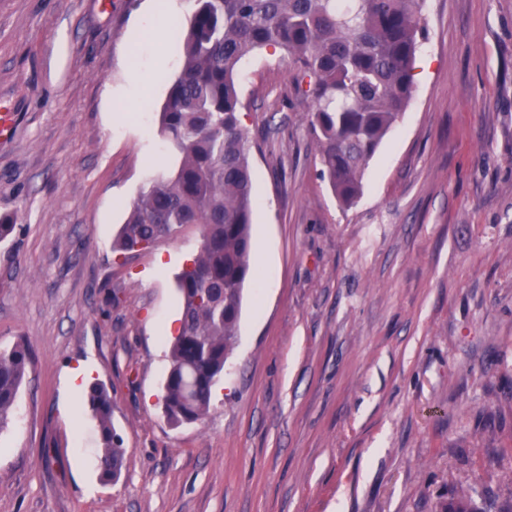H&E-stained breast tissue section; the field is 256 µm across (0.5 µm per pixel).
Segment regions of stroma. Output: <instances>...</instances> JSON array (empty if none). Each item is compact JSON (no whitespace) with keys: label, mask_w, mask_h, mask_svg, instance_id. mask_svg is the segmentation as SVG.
Returning <instances> with one entry per match:
<instances>
[{"label":"stroma","mask_w":512,"mask_h":512,"mask_svg":"<svg viewBox=\"0 0 512 512\" xmlns=\"http://www.w3.org/2000/svg\"><path fill=\"white\" fill-rule=\"evenodd\" d=\"M142 0H0V349L32 364L0 432V512H438L512 504V0H426L428 67L358 202L320 176L309 102L267 47L235 83L253 240L276 282L244 286L203 422L160 395L176 274L199 229L120 256L138 192L177 156L160 115L180 58ZM165 67L159 86L127 83ZM168 265L158 269V256ZM112 395L125 454L100 478L87 387Z\"/></svg>","instance_id":"35a3bbf8"}]
</instances>
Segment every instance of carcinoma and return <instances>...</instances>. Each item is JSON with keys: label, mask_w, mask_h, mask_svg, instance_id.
<instances>
[{"label": "carcinoma", "mask_w": 512, "mask_h": 512, "mask_svg": "<svg viewBox=\"0 0 512 512\" xmlns=\"http://www.w3.org/2000/svg\"><path fill=\"white\" fill-rule=\"evenodd\" d=\"M183 65L161 113L179 156L130 207L113 250L126 254L199 226L197 253L177 276L181 318L170 342L162 406L175 425L203 421L212 386L237 336L251 274L254 194L248 132L234 75L243 58L278 47L297 65L310 99L320 175L345 206L360 197L370 160L413 97L412 70L425 0H193ZM31 354L0 351V432L7 428ZM100 437V476L118 477L122 439L104 385L88 391Z\"/></svg>", "instance_id": "1"}]
</instances>
